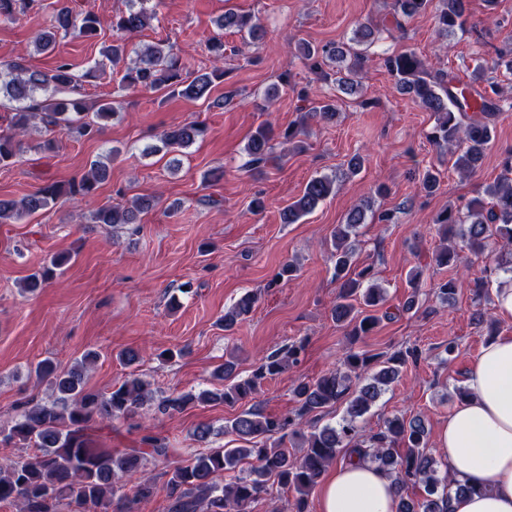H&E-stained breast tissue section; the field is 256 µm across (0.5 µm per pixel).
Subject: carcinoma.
Wrapping results in <instances>:
<instances>
[{
	"label": "carcinoma",
	"instance_id": "cac0c4a2",
	"mask_svg": "<svg viewBox=\"0 0 512 512\" xmlns=\"http://www.w3.org/2000/svg\"><path fill=\"white\" fill-rule=\"evenodd\" d=\"M35 2L0 0V20H14L26 14ZM435 2L438 35L446 37L465 28L467 0H392L393 24L402 28V21L426 13ZM152 17L148 0H129L127 11L112 19V29L134 34ZM216 24L252 40L263 37L259 18L249 14L226 11ZM100 30L101 21L94 12L75 14L64 5L54 11L48 26L37 30L32 44L38 53L53 51L59 35L91 40L100 35ZM375 31V27L360 26L349 45L319 48L303 42L298 49L313 70H321L329 62L338 63L347 72V77L339 79V86L351 93L358 87L354 77L359 75L365 57L363 46L374 42ZM102 56L110 62L113 72L121 74V85L127 88L168 90L186 99L206 101L214 81L224 80V71L219 67L188 79L171 45L149 46L132 59L127 44L119 39L103 47ZM384 66L401 92L434 113L430 138L438 148L451 153L454 168L466 175L476 172L494 138L495 120L503 111L501 91L492 86L488 91L478 92L481 103L471 108L460 102V93L453 87L456 75L427 67L413 51L385 57ZM95 78L97 69L89 68L78 76L63 57L48 72L29 67L22 58L0 62V98L14 103L8 127L0 131V167L18 162L23 152L21 138L38 123L49 133L39 143L45 152L57 149L58 133L75 130L82 136H92L99 132V120L114 115L115 108L109 103L90 102L81 93L82 84ZM298 98L310 104V117L317 121L329 122L336 116V104L331 99H313L306 90L299 91ZM205 131L204 126L195 122L176 125L162 133L161 142L167 150L175 152L188 147ZM299 134L294 127L277 133L272 125L260 124L246 145L250 165L259 167L267 162L274 138L290 144ZM502 167L501 178L486 188L487 200L470 202L464 213L450 207L435 218L442 237V244L433 254L438 266L454 264L465 249L477 257L484 255L493 237L511 255L509 259L485 265L484 276L474 281L478 289L487 284L488 273L512 274V153L503 159ZM107 177L108 166L95 161L78 180L48 182L18 201L1 199L0 223L20 221L61 198L89 199ZM335 191V179H311L300 197L284 210V223H296ZM155 204L153 198L138 197L128 206L101 207L93 213L92 223L110 227L138 224L141 214ZM368 209L366 203L353 206L346 222L336 225L330 237V261L339 288L331 316L354 341L371 335L377 328L381 322L378 312L386 301L374 268H354L351 238L365 222ZM69 260L65 255L53 256L42 270L26 278L24 289L37 292L63 271ZM256 303L255 295H243L224 313V331L229 332L243 322ZM304 349V341H295L262 358L245 378L237 377V362L230 357L214 372V378L224 381V388L198 394L171 393L158 399L133 373L107 393L89 389L84 371L89 362L97 359L95 352L85 354L70 367L49 358L39 361L34 373L48 382L56 397L47 405L32 400L23 402L13 424L6 430L0 429V440L19 442L37 450L31 458L0 463V505H12L17 512H59V506L65 502L74 507L73 512H133L132 505L153 496L156 486L147 478L129 495L122 492L119 480L138 473L152 459L173 457L175 449L164 439L148 434L142 438L145 447L114 453L110 448L95 446L88 434L90 429H110L113 421L131 418L148 402L153 404L154 412L173 416L195 403L220 401L234 406L250 401L266 380L298 364ZM417 358V351L410 348L390 354L349 349L339 368L314 380L295 382L293 395L297 407L293 413L271 416L256 407L244 410L224 426L243 446L212 448L177 463L168 472L163 486L169 501L168 512H249L271 481L296 493L294 512H307L309 490L341 456L368 461L392 478L396 512H449L451 491L472 494L475 488L447 474L439 475L438 462L427 451L430 434L422 418L394 415L384 421L383 428L370 434L358 425V419L368 413L385 387L394 383L407 364ZM339 402L346 404L342 419L334 426H318L325 409ZM290 440L300 442L301 455L288 451L286 442ZM400 446L405 448L402 454L397 451ZM226 474L229 480L219 483ZM415 485L424 488L425 497L419 501L408 496L409 488Z\"/></svg>",
	"mask_w": 512,
	"mask_h": 512
}]
</instances>
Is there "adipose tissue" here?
Segmentation results:
<instances>
[{"instance_id":"obj_1","label":"adipose tissue","mask_w":512,"mask_h":512,"mask_svg":"<svg viewBox=\"0 0 512 512\" xmlns=\"http://www.w3.org/2000/svg\"><path fill=\"white\" fill-rule=\"evenodd\" d=\"M465 386L438 444L449 474L475 491L452 499L450 512H512V335L482 348ZM319 499L320 512H395L391 478L356 460L328 470Z\"/></svg>"}]
</instances>
